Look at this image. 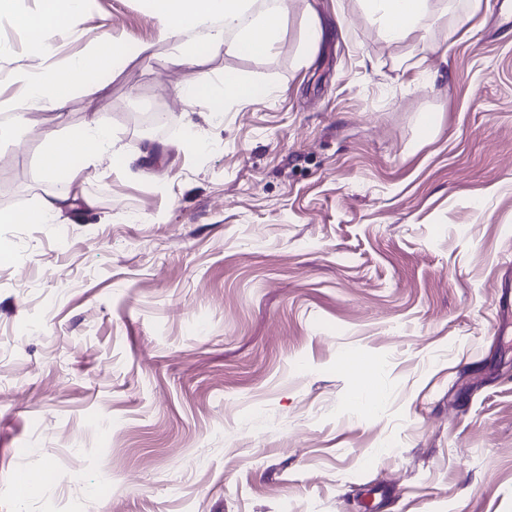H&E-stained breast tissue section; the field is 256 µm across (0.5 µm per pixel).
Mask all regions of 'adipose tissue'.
<instances>
[{
  "instance_id": "1",
  "label": "adipose tissue",
  "mask_w": 512,
  "mask_h": 512,
  "mask_svg": "<svg viewBox=\"0 0 512 512\" xmlns=\"http://www.w3.org/2000/svg\"><path fill=\"white\" fill-rule=\"evenodd\" d=\"M361 3L382 39L399 43L418 40L424 20L434 12L436 0H361ZM83 6V0H40L36 14L17 16L16 23L28 31L31 47L42 50L55 29L77 28ZM249 7L250 0H153L161 38L172 41L177 60L190 67L205 52L266 57L277 49L285 36L288 0H278L274 8L255 15L250 14ZM198 29L205 32V42L201 45L186 37L187 32ZM21 81L24 88L18 99L0 101V112H9L11 116L9 124H0L1 141L13 138L15 128L30 122L33 109L60 106L74 85H81L89 94L104 89L98 78V63L92 57L74 58L67 73L49 70L35 77L22 76ZM251 95L249 82L237 76L216 80L193 75L178 90L180 99L213 115L223 114L225 106L247 102ZM114 151L111 129L96 116L68 136L48 132L40 156L41 169L52 177L69 171L72 189L46 195L36 209L22 218L1 210L0 224L21 220L42 224L78 202L93 207L91 198H79L75 190L83 182V171L72 168L71 162L77 156Z\"/></svg>"
}]
</instances>
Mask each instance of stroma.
I'll return each mask as SVG.
<instances>
[{
  "label": "stroma",
  "mask_w": 512,
  "mask_h": 512,
  "mask_svg": "<svg viewBox=\"0 0 512 512\" xmlns=\"http://www.w3.org/2000/svg\"><path fill=\"white\" fill-rule=\"evenodd\" d=\"M469 5L416 44L290 0L274 54L201 57L254 84L220 117L178 99L151 0H86L44 53L15 22L39 0L0 12V99L125 48L104 98L0 143L19 214L60 189L49 129L96 113L119 151L93 209L0 225V512H512V0L449 33Z\"/></svg>",
  "instance_id": "obj_1"
}]
</instances>
